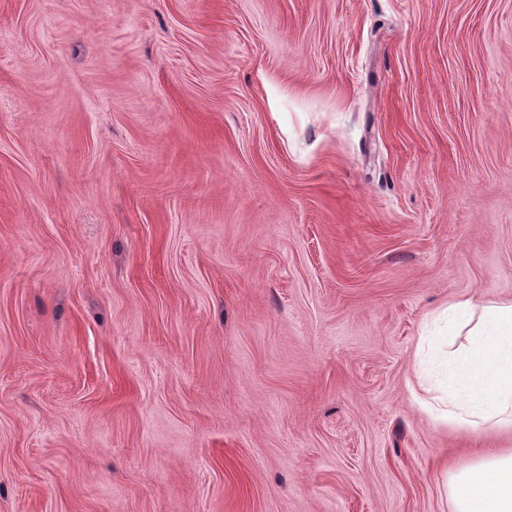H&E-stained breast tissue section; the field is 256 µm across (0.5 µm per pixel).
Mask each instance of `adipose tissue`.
<instances>
[{
    "label": "adipose tissue",
    "instance_id": "obj_1",
    "mask_svg": "<svg viewBox=\"0 0 512 512\" xmlns=\"http://www.w3.org/2000/svg\"><path fill=\"white\" fill-rule=\"evenodd\" d=\"M462 315L468 345L448 351V389L419 398L434 420L476 430L512 431V299L476 307L451 302ZM454 512H512V448L447 470Z\"/></svg>",
    "mask_w": 512,
    "mask_h": 512
}]
</instances>
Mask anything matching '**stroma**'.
Listing matches in <instances>:
<instances>
[{
	"instance_id": "obj_1",
	"label": "stroma",
	"mask_w": 512,
	"mask_h": 512,
	"mask_svg": "<svg viewBox=\"0 0 512 512\" xmlns=\"http://www.w3.org/2000/svg\"><path fill=\"white\" fill-rule=\"evenodd\" d=\"M511 297L512 0H0V512H453ZM460 314L467 346L448 344V390L418 397L436 422L477 430L512 431V299L477 308L471 299L448 304Z\"/></svg>"
}]
</instances>
